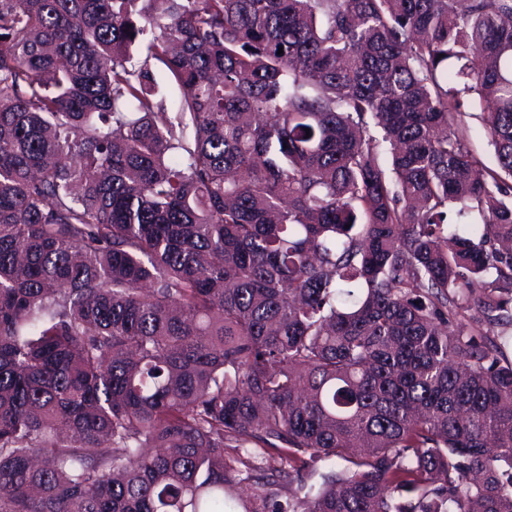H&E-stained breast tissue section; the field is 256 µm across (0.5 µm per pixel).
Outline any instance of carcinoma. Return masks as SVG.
Returning <instances> with one entry per match:
<instances>
[{"instance_id": "1", "label": "carcinoma", "mask_w": 512, "mask_h": 512, "mask_svg": "<svg viewBox=\"0 0 512 512\" xmlns=\"http://www.w3.org/2000/svg\"><path fill=\"white\" fill-rule=\"evenodd\" d=\"M510 338L512 0H0V512H512ZM226 492L230 497L250 501L253 507L261 509L264 496L274 494L280 500H288L292 490L288 486V480H281L269 487L257 486L253 482H232L226 487Z\"/></svg>"}]
</instances>
